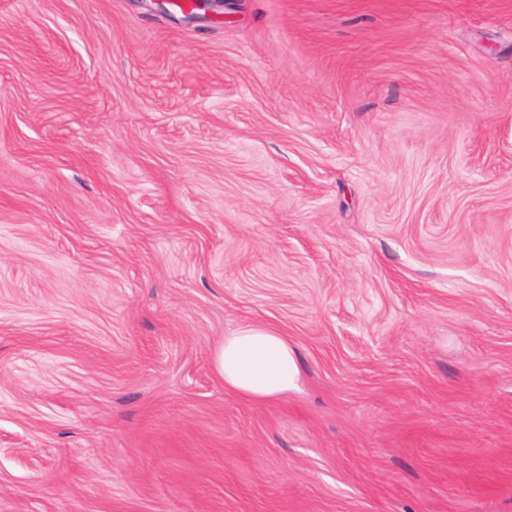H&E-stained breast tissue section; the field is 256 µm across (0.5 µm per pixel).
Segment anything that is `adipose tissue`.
I'll return each instance as SVG.
<instances>
[{
	"label": "adipose tissue",
	"mask_w": 512,
	"mask_h": 512,
	"mask_svg": "<svg viewBox=\"0 0 512 512\" xmlns=\"http://www.w3.org/2000/svg\"><path fill=\"white\" fill-rule=\"evenodd\" d=\"M225 389L255 402L281 398L301 380L298 354L287 336L249 324L225 336L216 354Z\"/></svg>",
	"instance_id": "obj_1"
}]
</instances>
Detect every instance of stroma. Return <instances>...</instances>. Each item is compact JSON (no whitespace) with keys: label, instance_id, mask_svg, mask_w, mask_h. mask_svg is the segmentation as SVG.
Segmentation results:
<instances>
[{"label":"stroma","instance_id":"obj_1","mask_svg":"<svg viewBox=\"0 0 512 512\" xmlns=\"http://www.w3.org/2000/svg\"><path fill=\"white\" fill-rule=\"evenodd\" d=\"M0 512H512V0H0ZM224 388L255 402H267L295 390L301 380L298 354L288 337L249 324L224 337L216 354Z\"/></svg>","mask_w":512,"mask_h":512}]
</instances>
